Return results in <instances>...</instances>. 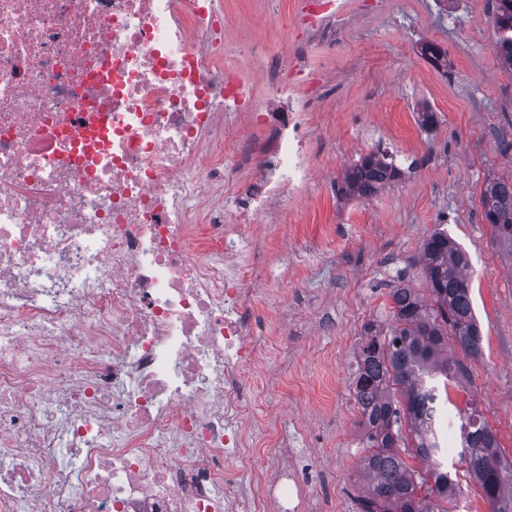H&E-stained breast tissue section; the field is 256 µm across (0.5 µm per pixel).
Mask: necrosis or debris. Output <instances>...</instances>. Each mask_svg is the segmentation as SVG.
I'll return each instance as SVG.
<instances>
[{"label":"necrosis or debris","mask_w":512,"mask_h":512,"mask_svg":"<svg viewBox=\"0 0 512 512\" xmlns=\"http://www.w3.org/2000/svg\"><path fill=\"white\" fill-rule=\"evenodd\" d=\"M343 0L224 65L222 0H0V512H268L250 496L253 230L320 177L302 50ZM252 119L241 133L235 114Z\"/></svg>","instance_id":"obj_1"}]
</instances>
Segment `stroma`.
<instances>
[{
    "label": "stroma",
    "mask_w": 512,
    "mask_h": 512,
    "mask_svg": "<svg viewBox=\"0 0 512 512\" xmlns=\"http://www.w3.org/2000/svg\"><path fill=\"white\" fill-rule=\"evenodd\" d=\"M332 42L313 40L305 61L323 80L318 111L331 113L313 148L323 173L301 200L286 205L287 242L273 241L270 279L259 290L257 335L267 337L253 389L276 377L274 401L288 404L280 427L292 448L306 449L317 512H359L360 414L351 396L352 365L367 323L392 325L389 292L398 282L425 290L423 241L447 230L468 253L469 285L485 336L481 357L463 359L449 383L454 405L475 403L512 456V259L482 215L494 177L512 176V72L493 50L490 11L456 0H391L388 9L348 0ZM299 0H224L232 41L284 39L279 18ZM448 55L441 70L420 47ZM438 116L416 121L420 104ZM392 152L402 175L369 199L344 200L329 187L353 166L360 148ZM287 320L288 333L278 323Z\"/></svg>",
    "instance_id": "obj_1"
}]
</instances>
